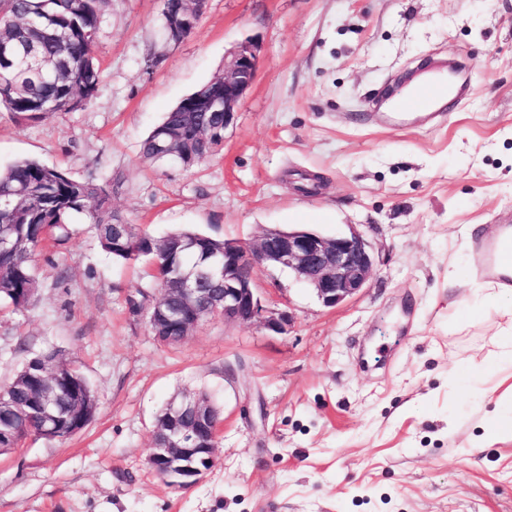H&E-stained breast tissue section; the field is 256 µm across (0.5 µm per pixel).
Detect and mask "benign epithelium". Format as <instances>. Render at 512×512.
I'll use <instances>...</instances> for the list:
<instances>
[{"label":"benign epithelium","instance_id":"obj_1","mask_svg":"<svg viewBox=\"0 0 512 512\" xmlns=\"http://www.w3.org/2000/svg\"><path fill=\"white\" fill-rule=\"evenodd\" d=\"M260 48L251 41L240 43L224 61L219 74L222 85L202 104L224 113V127L235 119L239 101L252 87L258 74ZM275 267L291 272L308 285L326 307H335L367 287L374 257L368 242L359 232L326 236L302 228L283 231L268 229L254 242L224 241V301L210 307L211 298L196 287L199 276L185 275L181 293L189 302L190 314L177 313V319L189 316L193 327L222 316L241 324L258 322L282 333L290 321L286 311H269L256 296L257 271ZM219 418L208 400L197 392L174 396L167 415L156 422L150 467L161 476H169L182 487H191L205 474L203 465L212 459Z\"/></svg>","mask_w":512,"mask_h":512}]
</instances>
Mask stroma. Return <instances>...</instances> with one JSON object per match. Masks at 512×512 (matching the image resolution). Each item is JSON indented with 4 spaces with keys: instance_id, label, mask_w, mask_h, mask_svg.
<instances>
[{
    "instance_id": "1",
    "label": "stroma",
    "mask_w": 512,
    "mask_h": 512,
    "mask_svg": "<svg viewBox=\"0 0 512 512\" xmlns=\"http://www.w3.org/2000/svg\"><path fill=\"white\" fill-rule=\"evenodd\" d=\"M162 9L107 0L98 93L38 122L0 114V168L35 157L105 175L113 212L157 236L358 231L373 274L329 308L260 270L284 333L218 317L165 345L127 305L142 266L74 225L36 259L34 306H0V385L54 347L97 410L70 439L0 455V512H512V434H494L512 312L491 304L471 250L512 209V0H206L176 44ZM247 40L260 68L221 150L191 171L142 158L147 133ZM460 58L469 94L439 122L385 112L399 83ZM186 389L213 396L224 429L211 470L178 490L148 459L159 411Z\"/></svg>"
}]
</instances>
